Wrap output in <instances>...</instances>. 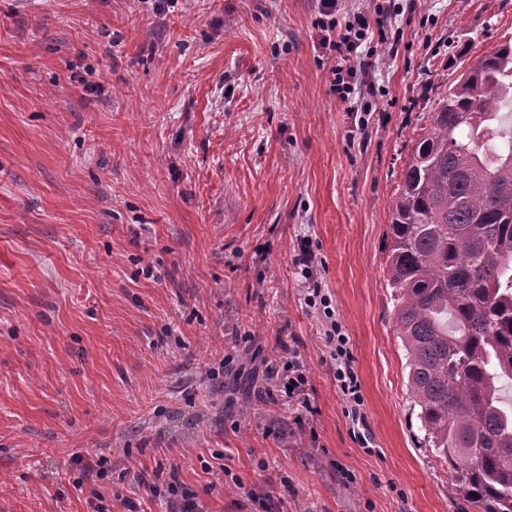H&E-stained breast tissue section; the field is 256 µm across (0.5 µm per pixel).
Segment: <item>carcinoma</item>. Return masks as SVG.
<instances>
[{
  "mask_svg": "<svg viewBox=\"0 0 512 512\" xmlns=\"http://www.w3.org/2000/svg\"><path fill=\"white\" fill-rule=\"evenodd\" d=\"M512 41L479 57L429 113L389 229L407 390L450 491L512 512Z\"/></svg>",
  "mask_w": 512,
  "mask_h": 512,
  "instance_id": "1",
  "label": "carcinoma"
}]
</instances>
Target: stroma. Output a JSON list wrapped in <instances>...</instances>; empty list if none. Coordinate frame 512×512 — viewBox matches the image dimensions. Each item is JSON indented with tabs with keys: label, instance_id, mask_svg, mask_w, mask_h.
Segmentation results:
<instances>
[{
	"label": "stroma",
	"instance_id": "1",
	"mask_svg": "<svg viewBox=\"0 0 512 512\" xmlns=\"http://www.w3.org/2000/svg\"><path fill=\"white\" fill-rule=\"evenodd\" d=\"M390 1L338 0L339 23L400 32L350 58L346 102L320 0H0V512H168L139 483L161 469L208 512H461L407 392L388 224L438 93L512 39V0ZM291 340L308 413L264 395ZM299 265L305 271L306 285L303 289L306 293V306L319 314L323 322L325 343L329 359L328 365L333 373L336 386L345 402V414L351 420L354 437L366 443L364 434L359 431V426H365V418L361 412L363 399L360 392L358 375L353 367L348 337L345 335L341 323L336 319L334 311L330 308L331 300L319 282L313 276L314 252L307 244H304L297 256ZM357 428V432L355 429ZM357 434V435H356Z\"/></svg>",
	"mask_w": 512,
	"mask_h": 512
}]
</instances>
